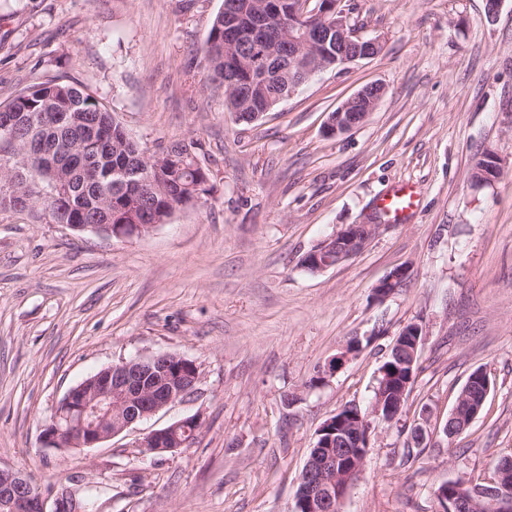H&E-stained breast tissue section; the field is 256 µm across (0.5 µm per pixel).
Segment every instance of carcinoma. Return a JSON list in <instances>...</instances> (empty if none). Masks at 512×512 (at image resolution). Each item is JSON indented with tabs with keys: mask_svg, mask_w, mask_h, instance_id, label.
<instances>
[{
	"mask_svg": "<svg viewBox=\"0 0 512 512\" xmlns=\"http://www.w3.org/2000/svg\"><path fill=\"white\" fill-rule=\"evenodd\" d=\"M242 22L261 10L288 15L290 0H230ZM208 80L231 82L224 88L232 115L274 108L292 86L309 80L303 71L265 74L243 66L240 59L263 52L288 55V41L274 25L248 37L224 26L219 10L200 49ZM24 113L21 125L0 130V211L17 205L29 212L42 209L50 224H65L71 213L83 211L96 222L166 224L178 205H205L213 192L210 171L199 166L177 144L163 156L149 155L111 113L77 83L51 79L23 88L0 115ZM69 113L61 124L56 113ZM410 355L390 350L380 368L376 389L384 405L398 401L401 364ZM458 414L448 420L456 433L466 430L469 408L482 402L483 383L473 371L459 394Z\"/></svg>",
	"mask_w": 512,
	"mask_h": 512,
	"instance_id": "cac0c4a2",
	"label": "carcinoma"
}]
</instances>
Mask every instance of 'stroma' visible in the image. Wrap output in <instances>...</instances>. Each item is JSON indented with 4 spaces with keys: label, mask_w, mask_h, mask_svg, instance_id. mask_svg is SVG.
I'll return each instance as SVG.
<instances>
[{
    "label": "stroma",
    "mask_w": 512,
    "mask_h": 512,
    "mask_svg": "<svg viewBox=\"0 0 512 512\" xmlns=\"http://www.w3.org/2000/svg\"><path fill=\"white\" fill-rule=\"evenodd\" d=\"M222 0H0V102L49 79L76 82L148 154L194 139L206 205L125 239L0 212V467L94 494L96 512H291L320 424L368 405L390 347L423 328L399 422L374 418L370 451L341 512H441L436 488L493 479L512 455V0H341L375 58L313 75L254 123L235 121L198 53ZM385 94L331 137L330 112L363 87ZM492 151L503 173L472 180ZM415 208L319 273L314 245L380 212L399 186ZM411 270L385 299L374 288ZM362 349L310 386L345 343ZM194 360L192 394L94 448L40 434L76 384L134 357ZM491 389L454 440L444 423L475 369ZM192 415V444L141 448ZM410 328L407 330L403 329L399 332L398 336L396 337L393 345L391 348L393 347H396V348H399V347H402V339H400L399 336H414V338L412 339V350L411 351V354L413 357H415V355L417 354L418 352V349L421 345V342H422V328L416 324V323H411L410 324ZM418 358H419V355H417L414 359V363H413V375H414V379L413 381L411 382L412 380V370H410L409 372V378L410 380L405 384V386L402 388L401 392H400V403H402V400L403 398H405V394H406V389L409 385V383L411 382V384L409 385L408 389H407V397L409 396L410 392H411V389H412V386L415 382V377H416V372H417V369H418Z\"/></svg>",
    "instance_id": "35a3bbf8"
}]
</instances>
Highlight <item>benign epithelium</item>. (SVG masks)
Returning <instances> with one entry per match:
<instances>
[{"label":"benign epithelium","instance_id":"7a95c632","mask_svg":"<svg viewBox=\"0 0 512 512\" xmlns=\"http://www.w3.org/2000/svg\"><path fill=\"white\" fill-rule=\"evenodd\" d=\"M335 15L327 31L316 30L304 43V50L316 57L336 55L346 63L370 59L382 48L377 38L365 39L355 34L350 18L339 8V3L329 0H294L288 18L281 25L290 27L307 17ZM384 95V87L375 84L362 89L342 102L331 114L324 131L334 136L345 133L373 111ZM73 230H90L98 234L130 238L153 228L151 224H90L85 215L75 213L68 224ZM377 225L373 223L346 224L306 254V264L320 272L330 267L329 255L336 253V263H341L361 252L373 237ZM409 275L406 267H397L375 287L378 296H387L399 288ZM412 337L415 355L422 342V328L411 324L399 332L393 346H402V337ZM360 343L352 339L344 350L327 367L318 370L316 379L322 383L359 352ZM193 371L198 380L196 363L174 354H161L147 359H132L103 368L71 388L60 400L50 422L41 433L47 448L69 451L90 448L105 442L128 429L136 422L150 417L160 410L183 400L194 385L182 380L184 370ZM200 427V417H185L160 430L149 433L142 447L151 453L172 452L192 441L188 425ZM334 434L341 448H326L315 452L306 460L309 473L298 494L295 495L292 512H335L348 495L354 478L360 474L370 448L369 429L362 419L347 417L342 411L326 419L317 435ZM489 507L495 512H512V497L507 491H491L486 495ZM0 512H79L77 501L71 497L67 485L41 488L20 472L0 468Z\"/></svg>","mask_w":512,"mask_h":512}]
</instances>
